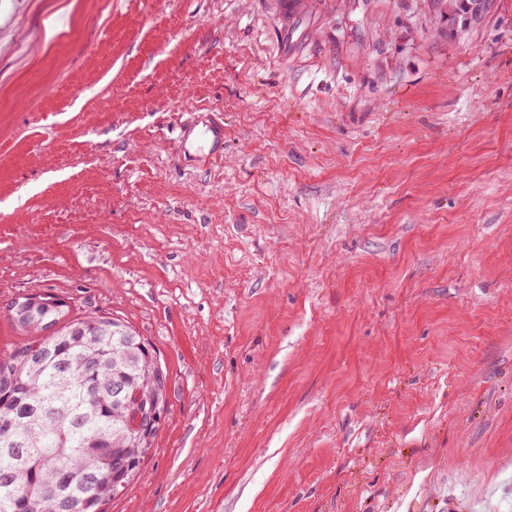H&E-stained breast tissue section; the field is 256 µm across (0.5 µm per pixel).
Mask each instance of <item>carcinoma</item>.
Wrapping results in <instances>:
<instances>
[{
  "label": "carcinoma",
  "instance_id": "carcinoma-1",
  "mask_svg": "<svg viewBox=\"0 0 512 512\" xmlns=\"http://www.w3.org/2000/svg\"><path fill=\"white\" fill-rule=\"evenodd\" d=\"M33 322L12 321L20 340L0 356V512L17 499L22 512H54L57 495L69 497L72 512H105V506L137 480L153 440L129 446L125 399L112 395V381L147 395L166 388L168 373L154 371L155 351L136 350L126 358L127 342L97 332L105 316H78L69 299L39 296ZM70 315L86 325L81 336L39 337L40 325Z\"/></svg>",
  "mask_w": 512,
  "mask_h": 512
}]
</instances>
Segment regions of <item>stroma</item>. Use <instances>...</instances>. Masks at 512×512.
<instances>
[{"mask_svg":"<svg viewBox=\"0 0 512 512\" xmlns=\"http://www.w3.org/2000/svg\"><path fill=\"white\" fill-rule=\"evenodd\" d=\"M34 292L168 372L106 512H512V0H0V353ZM204 141L208 145V153L212 158L222 157L224 152V123L213 121L210 124L193 128L187 136H183L182 147L188 142Z\"/></svg>","mask_w":512,"mask_h":512,"instance_id":"obj_1","label":"stroma"}]
</instances>
